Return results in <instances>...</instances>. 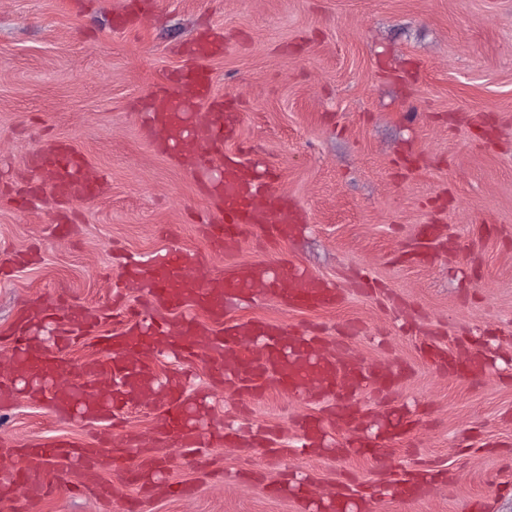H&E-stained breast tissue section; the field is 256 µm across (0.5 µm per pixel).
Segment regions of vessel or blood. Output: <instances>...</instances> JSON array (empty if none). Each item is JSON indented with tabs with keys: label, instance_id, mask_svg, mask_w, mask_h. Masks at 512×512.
<instances>
[{
	"label": "vessel or blood",
	"instance_id": "1",
	"mask_svg": "<svg viewBox=\"0 0 512 512\" xmlns=\"http://www.w3.org/2000/svg\"><path fill=\"white\" fill-rule=\"evenodd\" d=\"M223 51L224 36L218 30L190 41L183 50L189 65L179 74L187 97L176 98L160 90L150 99L153 125L167 132L164 150L183 167L201 174V190L217 200L206 235L220 251L239 244L249 229H260L277 239L288 236L291 225L303 220L300 212L289 209L287 199L278 196L271 185L260 182L253 168L227 149L238 136L241 116L225 111L213 92L210 75L198 65L199 60ZM202 105L208 106L210 121L206 126L192 127L190 116ZM217 159L222 162V176L214 182L204 178L203 173L206 165ZM31 167L36 175V193H49L62 208L99 195L104 189L103 184L84 180L83 160L62 139L42 145L32 157ZM195 260L190 252L171 249L149 262L136 261L123 267V279L136 283L140 290L139 304L130 311L120 333L99 337L100 357L83 363L80 374L86 391L52 389L51 412L57 420L80 426L101 425L111 420L117 409L156 398L165 407L158 425L160 433L177 435L184 448H200L216 439L213 420L196 415L181 376L160 381L148 361L140 357L139 351L145 346L165 345L181 353H204L215 379L253 401L261 400L272 383L295 394L303 393L307 376H315L325 392L340 387L346 393L333 406L331 418L336 422L356 418V396L389 388L390 382L382 371L349 363L342 350L329 355L318 353L317 337L310 330L290 333L279 325L254 320L231 325L223 336H215L211 325L223 319L228 300L252 294L255 286L265 285L266 272L247 267L232 280L215 278L201 286L189 273ZM288 275L291 287L278 292L283 304L316 307L338 303L332 283L296 269L289 270ZM190 306L205 309L208 320L187 314ZM160 311L180 313L179 325L173 328L157 322L155 315ZM49 319V309H35L15 338L11 353L17 364V382L0 387V404L13 405L21 383L39 390L52 388L56 360L32 333L33 327L46 326ZM324 436L321 418H305L298 427L296 442L280 450L279 462L319 446ZM105 442V436L100 435L90 441L44 439L26 446L20 451L18 466L0 470V499L14 488L24 487V508L35 512L55 481L67 477L74 468L83 485L101 496H110L111 487L104 480ZM162 469V462L146 451L136 466L125 470V483L138 491L129 500L128 512H139L141 496L159 492L155 475Z\"/></svg>",
	"mask_w": 512,
	"mask_h": 512
}]
</instances>
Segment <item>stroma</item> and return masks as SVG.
<instances>
[{
	"label": "stroma",
	"mask_w": 512,
	"mask_h": 512,
	"mask_svg": "<svg viewBox=\"0 0 512 512\" xmlns=\"http://www.w3.org/2000/svg\"><path fill=\"white\" fill-rule=\"evenodd\" d=\"M0 0V358L27 306L56 298L98 308L99 329H120L121 264L169 248L198 257L200 281L241 267L299 268L333 281L330 308H294L260 296L231 304L225 322L263 319L289 330L320 327L397 379L388 397H360L365 427L392 412L398 432L382 457H336L354 426L328 425L330 451L270 468L266 448L224 443L190 455L156 432L162 408L143 402L110 430V502L68 483L39 512H125L136 465L133 432L161 449L164 484L194 482V496L163 492L141 512H297L266 481L303 477L311 497L346 479L390 485L426 462L445 477L426 498H368L365 512H512V0ZM224 52L204 61L225 109L241 115L238 148L274 190L303 211L289 239L244 238L212 249L200 227L216 203L196 174L158 147L145 105L174 88L180 49L210 29ZM49 137L69 140L101 195L56 221L50 199L29 201V161ZM438 225L449 245L435 255L415 238ZM488 348L489 371L437 370L424 339ZM55 385L79 386L94 336L54 349ZM159 377L180 374L223 429L241 421L293 438L309 399L271 390L249 409L213 381L204 357L158 349ZM56 420L50 396L0 408V467L29 440L83 438Z\"/></svg>",
	"instance_id": "35a3bbf8"
}]
</instances>
